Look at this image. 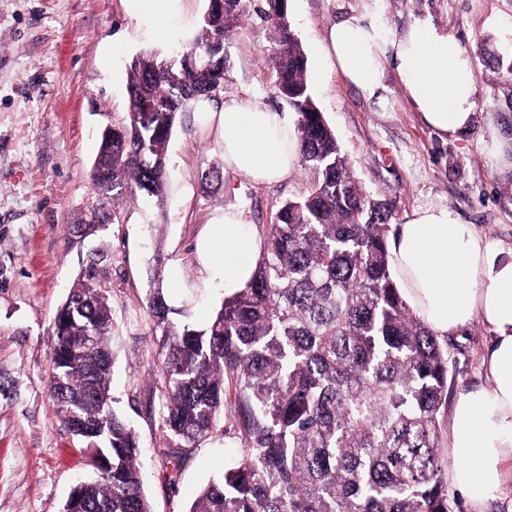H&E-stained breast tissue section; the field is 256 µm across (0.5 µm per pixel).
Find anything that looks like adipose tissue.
<instances>
[{"label":"adipose tissue","instance_id":"obj_1","mask_svg":"<svg viewBox=\"0 0 512 512\" xmlns=\"http://www.w3.org/2000/svg\"><path fill=\"white\" fill-rule=\"evenodd\" d=\"M382 0L329 27L321 52L330 69L375 94L387 67L426 125L443 136L465 131L475 119L476 78L461 44L427 20L395 33L380 22ZM183 0H134L147 35L169 37ZM228 168L256 182L288 176L298 159L296 126L285 113L225 103L219 114ZM260 239L242 212L226 209L206 225L196 245L206 281H221L233 295L251 280ZM390 263L402 296L437 335L481 320L494 333L483 359L485 382L455 403L448 437L450 484L470 512L498 501L512 512V260L445 208L415 210L398 228Z\"/></svg>","mask_w":512,"mask_h":512}]
</instances>
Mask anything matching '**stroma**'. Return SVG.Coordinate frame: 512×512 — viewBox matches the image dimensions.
<instances>
[{
	"instance_id": "obj_1",
	"label": "stroma",
	"mask_w": 512,
	"mask_h": 512,
	"mask_svg": "<svg viewBox=\"0 0 512 512\" xmlns=\"http://www.w3.org/2000/svg\"><path fill=\"white\" fill-rule=\"evenodd\" d=\"M362 5L289 0L310 92L356 177L371 195L390 202L391 226L414 209L445 207L493 241L500 258L512 259V180L487 152L504 125L480 54L484 48L512 51V0H383L380 19L391 30L430 19L473 63L474 123L448 138L421 122L393 69L385 70L372 96L328 71L320 52L327 29ZM208 7L209 0H186L173 20L179 37L155 40L139 30L130 0H0V512H62L73 487L89 474L85 445L51 397L49 336L58 307L87 274L112 308L113 407L138 434L153 512H188L200 488L242 453L228 407L173 470L169 452L178 440L159 414L160 336L147 314L148 299L160 285L175 320L205 325L224 299L222 284L204 283L199 274L195 250L206 224L235 208L265 237L278 208L308 193L313 173L299 163L286 178L257 184L225 168L217 122L191 108L179 115L169 141L163 201L117 190L112 224L87 239L68 232L95 203L91 167L100 132L127 117L133 59L147 50L167 55L192 42ZM272 47L266 23L247 19L233 29L227 80L214 109L233 100L287 111L267 63ZM212 164L221 166V178L204 182ZM177 266L184 281L174 289L170 274ZM491 334L477 320L444 339L450 362L442 431L450 429L459 396L482 385L481 357Z\"/></svg>"
}]
</instances>
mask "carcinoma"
<instances>
[{
    "label": "carcinoma",
    "mask_w": 512,
    "mask_h": 512,
    "mask_svg": "<svg viewBox=\"0 0 512 512\" xmlns=\"http://www.w3.org/2000/svg\"><path fill=\"white\" fill-rule=\"evenodd\" d=\"M250 11L273 30L274 90L297 116L299 156L316 178L281 205L253 280L205 328L173 322L160 290L150 294L165 429L195 447L229 402L244 438L240 458L189 512H450L439 451L448 354L397 288L390 204L365 191L314 102L288 0H222L190 45L132 61L130 112L103 130L93 165L98 225L111 222L117 188L163 197L177 115L224 89L226 40ZM484 55L511 138L512 52ZM71 292L82 309L63 305L51 324L52 396L63 422L84 425L97 444L75 512H152L133 425L101 400L111 390L112 310L90 277ZM88 335L91 345L68 358L66 346Z\"/></svg>",
    "instance_id": "carcinoma-1"
}]
</instances>
